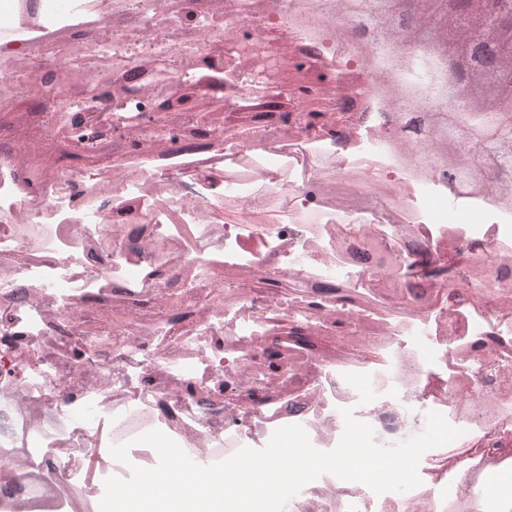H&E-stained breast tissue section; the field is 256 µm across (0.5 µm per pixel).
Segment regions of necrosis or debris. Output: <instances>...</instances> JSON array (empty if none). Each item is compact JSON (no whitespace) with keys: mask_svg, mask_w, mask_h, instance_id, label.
<instances>
[{"mask_svg":"<svg viewBox=\"0 0 512 512\" xmlns=\"http://www.w3.org/2000/svg\"><path fill=\"white\" fill-rule=\"evenodd\" d=\"M0 502L90 512L342 409L379 443L427 411L462 434L421 484L331 474L285 512H512V210L402 161L333 0H0ZM278 79L263 83L269 61ZM20 113L49 133L15 140ZM54 163L43 168L41 158ZM452 197L466 216L436 218ZM129 444L128 463L111 446Z\"/></svg>","mask_w":512,"mask_h":512,"instance_id":"necrosis-or-debris-1","label":"necrosis or debris"}]
</instances>
